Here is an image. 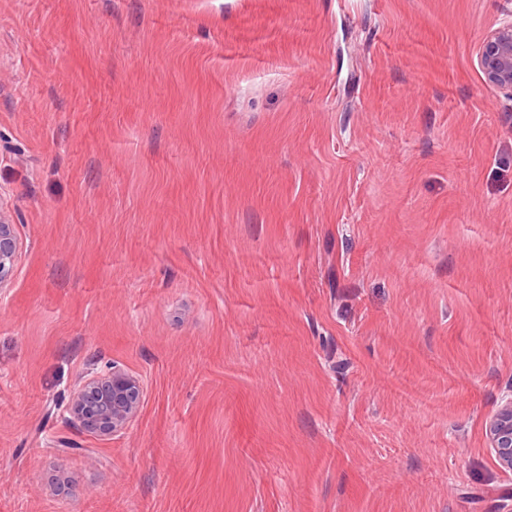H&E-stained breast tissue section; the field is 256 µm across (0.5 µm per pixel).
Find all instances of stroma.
I'll return each instance as SVG.
<instances>
[{
	"label": "stroma",
	"mask_w": 512,
	"mask_h": 512,
	"mask_svg": "<svg viewBox=\"0 0 512 512\" xmlns=\"http://www.w3.org/2000/svg\"><path fill=\"white\" fill-rule=\"evenodd\" d=\"M510 14L0 0V512H512ZM476 62L487 84L512 99V20L489 30L480 40ZM18 248L14 224L0 209V294L13 279ZM144 390L141 379L112 365L83 377L66 410L90 434H117L135 418ZM486 436L498 463L512 471V393L506 395L486 420Z\"/></svg>",
	"instance_id": "stroma-1"
}]
</instances>
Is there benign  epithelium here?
I'll use <instances>...</instances> for the list:
<instances>
[{
	"instance_id": "1",
	"label": "benign epithelium",
	"mask_w": 512,
	"mask_h": 512,
	"mask_svg": "<svg viewBox=\"0 0 512 512\" xmlns=\"http://www.w3.org/2000/svg\"><path fill=\"white\" fill-rule=\"evenodd\" d=\"M476 62L486 83L512 99V20L489 30L480 40ZM19 248L14 225L0 209V292L10 286ZM144 390L141 379L113 365L83 377L67 411L90 434H117L135 418ZM486 436L498 463L512 471V393L486 420Z\"/></svg>"
}]
</instances>
